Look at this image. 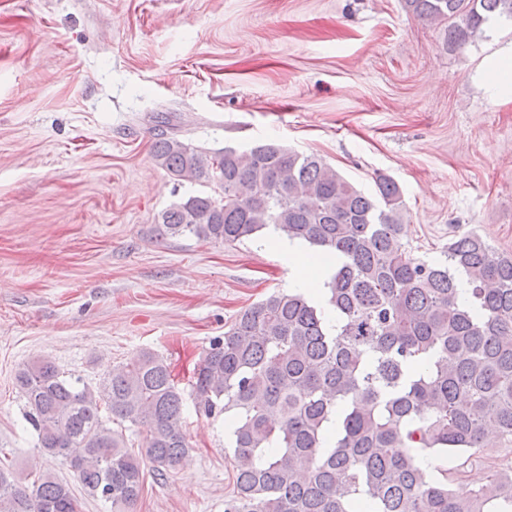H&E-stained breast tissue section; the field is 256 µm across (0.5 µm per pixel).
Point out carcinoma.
<instances>
[{
  "label": "carcinoma",
  "instance_id": "obj_1",
  "mask_svg": "<svg viewBox=\"0 0 512 512\" xmlns=\"http://www.w3.org/2000/svg\"><path fill=\"white\" fill-rule=\"evenodd\" d=\"M462 47L512 0H405ZM153 157L173 179L215 185L165 210V234L237 243L273 228L336 260L324 307L275 292L240 311L190 380L195 411L227 421L235 489L224 512H512V468L478 485L448 478L488 434L512 447V255L469 233L444 259L407 249L396 181L368 196L316 154L262 144L202 152L163 132ZM469 288L459 300V279ZM40 455L61 457L84 493L129 512L144 469L163 476L189 448L184 393L143 351L97 386L46 358L15 376ZM148 430L127 449L124 423ZM0 512H80L49 473L24 483L0 467Z\"/></svg>",
  "mask_w": 512,
  "mask_h": 512
}]
</instances>
